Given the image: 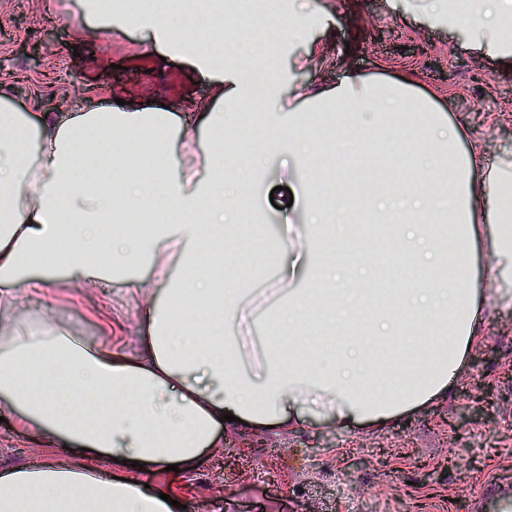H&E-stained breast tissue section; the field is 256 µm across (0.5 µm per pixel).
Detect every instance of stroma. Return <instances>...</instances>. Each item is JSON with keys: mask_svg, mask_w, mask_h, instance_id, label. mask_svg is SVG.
Listing matches in <instances>:
<instances>
[{"mask_svg": "<svg viewBox=\"0 0 512 512\" xmlns=\"http://www.w3.org/2000/svg\"><path fill=\"white\" fill-rule=\"evenodd\" d=\"M316 21L299 44L279 47L281 89L303 83L328 88L357 74L410 79L435 95L451 118H465L487 166L512 154V62L499 63L473 34L439 23L429 0H311ZM73 0H0V89L31 112L89 111L116 98L128 109L166 102L203 128L211 81L190 64L162 62V50L137 35L88 33L75 39ZM304 67H295V58ZM282 155H272L253 188L247 220L280 226ZM43 292H20L15 317L48 319L90 346L137 351L140 303L120 285L69 283L35 268ZM484 339L453 391L396 418L383 429L302 422L225 431L193 470L164 482L186 512H502L512 501V306L486 315ZM493 389L489 406L476 386ZM80 456L60 440L0 422V472L14 467L72 465Z\"/></svg>", "mask_w": 512, "mask_h": 512, "instance_id": "obj_1", "label": "stroma"}]
</instances>
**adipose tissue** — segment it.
I'll return each mask as SVG.
<instances>
[{
  "instance_id": "ef3b65f1",
  "label": "adipose tissue",
  "mask_w": 512,
  "mask_h": 512,
  "mask_svg": "<svg viewBox=\"0 0 512 512\" xmlns=\"http://www.w3.org/2000/svg\"><path fill=\"white\" fill-rule=\"evenodd\" d=\"M77 33L135 32L215 82L223 104L202 156L175 138L197 129L161 105L135 111L30 112L0 93V312L36 288L33 265L69 281L117 282L142 296L138 356L89 347L47 320L0 321V408L19 424L160 473L192 470L231 429L307 417L382 426L446 395L483 340L494 305L474 281V240L491 222L493 275L512 274V160L483 177L480 149L409 82L352 76L319 96L282 93L265 49L222 56L226 16L209 0H76ZM457 30L512 57V0H434ZM271 103L277 135L251 148L240 107ZM334 168L305 184L313 206L283 208L293 236L278 240L277 305L267 342L228 333L247 316L238 285L262 226L240 230L264 160ZM399 179H391V171ZM377 212L382 236L357 225ZM318 245L309 253L307 242ZM381 273L363 270L364 254ZM174 258L163 288L134 274ZM236 285L221 288L226 277ZM135 477L46 465L0 474V512H179Z\"/></svg>"
}]
</instances>
